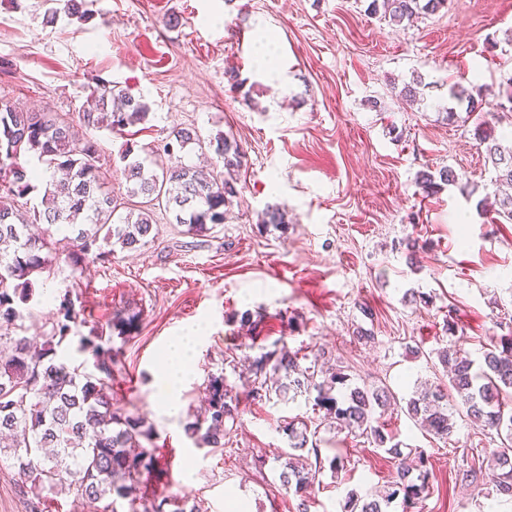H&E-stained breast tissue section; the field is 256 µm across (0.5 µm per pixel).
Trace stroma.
Segmentation results:
<instances>
[{
  "label": "stroma",
  "mask_w": 512,
  "mask_h": 512,
  "mask_svg": "<svg viewBox=\"0 0 512 512\" xmlns=\"http://www.w3.org/2000/svg\"><path fill=\"white\" fill-rule=\"evenodd\" d=\"M369 2L85 0L86 19L50 23L51 0H0V102L74 115L106 80L148 104L145 129L95 132L113 174L126 146L146 156L176 127L205 142L232 134L245 153L223 223L196 236L155 209L153 241L80 271L59 263L38 282L25 320L27 336H42L70 297L77 323L58 353L78 363L80 337L108 328L117 311L139 312L138 330L112 341L114 403L154 429V489L189 495L203 512L241 503L297 512L298 497L279 480L281 425L298 417L318 426L323 412L308 395L244 397L249 374L231 365L284 346L323 353L348 386L395 393L398 405L381 420L392 442L424 453L430 471V492L413 512H512L489 474L459 476L463 451L500 447L497 435L461 417L443 440L399 408L415 382L441 379L437 350L452 344L478 360L491 337L512 334V224L482 213L494 170L461 121L446 118L449 84L487 102L506 92L512 0H448L399 25L370 15ZM268 50L280 78L256 67ZM416 77L419 98L403 104L399 92ZM444 166L456 184L426 195L419 172ZM271 206L283 224L265 223ZM411 291L432 300L410 303ZM360 330L373 342H358ZM187 334L197 344L172 412L158 384L169 340ZM218 374L242 394L238 421L223 447L199 448L187 427ZM318 436L323 453L347 464L320 474L311 512H340L348 491L384 486L396 470L366 437L325 428ZM20 485L11 460H0V512H95L76 493L38 502Z\"/></svg>",
  "instance_id": "stroma-1"
}]
</instances>
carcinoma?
<instances>
[{
	"label": "carcinoma",
	"instance_id": "cac0c4a2",
	"mask_svg": "<svg viewBox=\"0 0 512 512\" xmlns=\"http://www.w3.org/2000/svg\"><path fill=\"white\" fill-rule=\"evenodd\" d=\"M49 21L58 11L85 17L82 0H56ZM447 0H371L367 11L389 24L433 13ZM95 105L78 111L77 118L53 112L0 105V453H7L18 467L21 492L41 500L49 493L74 491L91 504L110 500L116 512L119 500L127 501V512H200L196 504L177 497L158 495L148 489L157 471L155 449L147 446L153 434L144 418L114 407L112 384V337L83 336L78 352L85 359L78 365L58 356L57 347L77 318L69 296H63L61 318L52 323L39 350L32 349L23 331V310L36 295V284L50 271L54 259L53 237L61 227L70 229L71 249L67 260L75 270L90 260L112 256V246L137 250L148 243L153 232L152 208L163 203L177 224L188 225L202 236L214 224L224 223V208L239 195L237 182L224 178V171L242 166V152L235 138L219 134L209 141L222 171L198 169L176 160L189 145H201L190 129L172 130L164 152L168 160L131 157V148L121 155L122 176L129 206L117 214L119 203L105 182L99 165L98 143L77 135L75 125L87 130L122 132L147 121L146 103L116 89L109 81L94 90ZM448 118L454 106L466 105L464 122L474 121V139L485 147L495 181L512 185V152L486 128L483 101L454 85L448 92ZM32 157L42 174L64 172V178L46 182L40 201L27 196L36 173L21 162ZM456 181L451 169L422 171L420 186L426 194ZM140 202H134V199ZM109 250L102 249V245ZM140 314L120 312L112 319V332L124 340L137 328ZM285 347L260 355L252 364L254 378L247 396L254 401H271L316 393L314 405L334 419L336 428L358 433L398 461L395 476L382 490L361 496L352 491L342 512H388L402 498L403 512L424 498L430 489L427 458L417 453L415 463L403 462L399 444L390 438L375 417L391 405L392 393L381 387H354L340 391L346 375H318L313 359ZM438 360L448 385L421 384L406 404L407 414L423 429L449 438L455 414L463 412L473 425L489 429L512 442V336L492 338L479 362L458 350L443 349ZM207 416L187 427L197 447L224 446V426L236 424L239 393L232 392L224 376L208 379ZM455 393V407L448 408V392ZM282 431L288 450L282 452L279 474L282 485L299 497L298 512H310L308 489L324 469L336 474L345 467L339 453L324 456L316 432L293 418ZM462 471L465 479L476 480L483 469L495 471V493L512 498V448H502L483 459L473 454Z\"/></svg>",
	"mask_w": 512,
	"mask_h": 512
}]
</instances>
